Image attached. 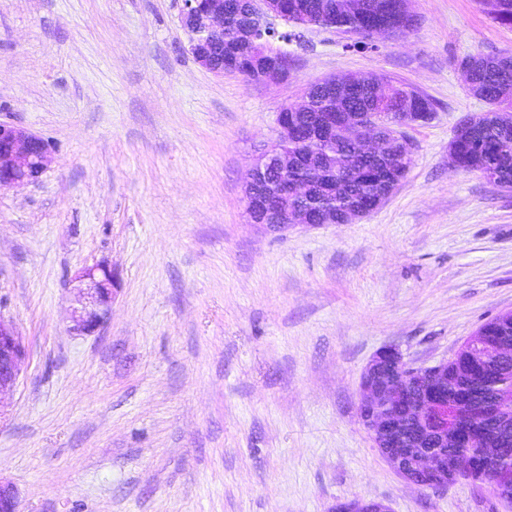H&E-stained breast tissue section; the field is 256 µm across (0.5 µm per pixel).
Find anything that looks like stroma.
Instances as JSON below:
<instances>
[{
	"mask_svg": "<svg viewBox=\"0 0 512 512\" xmlns=\"http://www.w3.org/2000/svg\"><path fill=\"white\" fill-rule=\"evenodd\" d=\"M181 0H0V123L48 143L0 187V319L23 338L0 393V480L19 512H512L487 485L404 481L361 418L376 352L451 359L512 311V190L452 169L485 112L463 62L512 51L475 0H408L372 49L317 27L277 84L193 59ZM376 72L435 103L404 127L412 164L346 224L252 221L248 171L279 112L331 75ZM117 275L111 312L70 332L75 276Z\"/></svg>",
	"mask_w": 512,
	"mask_h": 512,
	"instance_id": "1",
	"label": "stroma"
}]
</instances>
